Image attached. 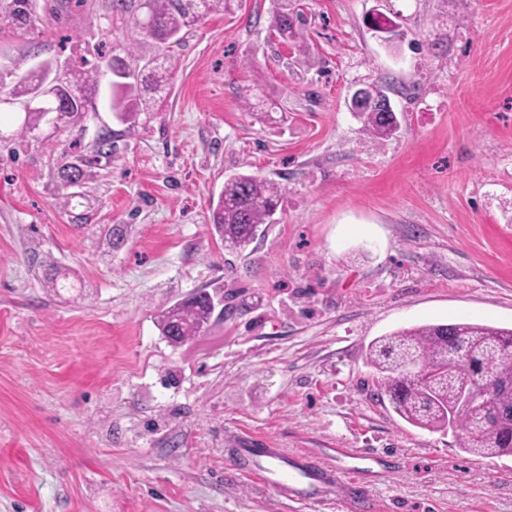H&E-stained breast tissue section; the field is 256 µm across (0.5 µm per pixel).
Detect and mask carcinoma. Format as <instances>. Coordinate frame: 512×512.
Wrapping results in <instances>:
<instances>
[{
	"label": "carcinoma",
	"instance_id": "cac0c4a2",
	"mask_svg": "<svg viewBox=\"0 0 512 512\" xmlns=\"http://www.w3.org/2000/svg\"><path fill=\"white\" fill-rule=\"evenodd\" d=\"M234 0H147L150 24L137 14L130 29V45L134 49L142 40L158 44H178L183 31H188L201 19L230 10ZM290 0H283L275 17V28L285 41L298 43L306 55V44L299 43ZM30 0H0V28H22L30 22ZM167 58L152 59V63L136 75V83H112L111 109L123 118L134 114L138 101L145 93H158L167 85ZM52 67L44 63L30 68L16 83L4 90L0 74V96L22 100L35 86L44 87L45 100L25 113L22 133L37 130L51 120L79 123L84 114L96 111L95 99L103 76L100 66L83 59L68 69L58 81H49ZM384 94L378 87L367 93L357 112L379 139L394 134V126L379 112L374 94ZM283 188L276 182L246 173H236L224 180L217 204L212 208V231L224 242V247L244 252L264 235L262 226L278 207ZM213 312L209 293L201 291L190 299L176 303L161 315L160 328L167 336L175 326L185 340L200 332ZM371 366L383 374V387L396 413L409 424L428 430L444 429L448 415H453L461 431L462 451L481 458L512 455V329L459 321L450 324H423L403 328L371 343L367 352ZM417 360L419 373L404 370ZM486 381L498 382L488 399L475 406L459 405L461 389Z\"/></svg>",
	"mask_w": 512,
	"mask_h": 512
}]
</instances>
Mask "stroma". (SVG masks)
<instances>
[{
  "label": "stroma",
  "mask_w": 512,
  "mask_h": 512,
  "mask_svg": "<svg viewBox=\"0 0 512 512\" xmlns=\"http://www.w3.org/2000/svg\"><path fill=\"white\" fill-rule=\"evenodd\" d=\"M293 5L309 55L273 34L278 0H237L166 49L162 101L130 121L108 73L77 126L23 136L0 107V512H512V456L405 422L366 357L422 324L512 328V0ZM129 16L33 0L0 71L137 72L155 49L129 50ZM364 85L388 88L392 137L351 111ZM234 173L284 190L242 253L209 226ZM199 290L223 314L171 345L162 311ZM246 436L377 463L305 502L240 473Z\"/></svg>",
  "instance_id": "stroma-1"
}]
</instances>
